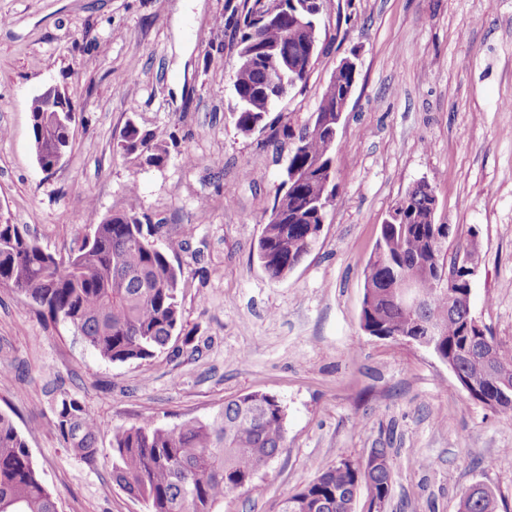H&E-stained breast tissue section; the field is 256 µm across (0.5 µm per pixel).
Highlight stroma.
I'll list each match as a JSON object with an SVG mask.
<instances>
[{"label":"stroma","mask_w":512,"mask_h":512,"mask_svg":"<svg viewBox=\"0 0 512 512\" xmlns=\"http://www.w3.org/2000/svg\"><path fill=\"white\" fill-rule=\"evenodd\" d=\"M357 76L335 155L339 188L312 252L287 278L253 256L289 143L237 132L228 112L235 34L224 0H0V219L63 253L122 210L137 185L165 234L195 231L182 330L155 358L112 363L63 322L0 287V412L25 436L59 512H146L112 479V430L204 419L253 392L284 406L286 444L223 512H278L342 460L392 451L384 512H457L490 488L512 512V420L475 401L430 350L364 332V271L380 226L415 183L439 200L449 252L477 238L471 313L512 344V0H333L304 86L269 113L303 125L337 65ZM79 111L53 173L32 149L29 102L49 84ZM160 135L167 163L116 153L127 120ZM100 424L99 462L55 429L62 400Z\"/></svg>","instance_id":"stroma-1"}]
</instances>
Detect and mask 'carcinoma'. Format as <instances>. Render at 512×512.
I'll use <instances>...</instances> for the list:
<instances>
[{
	"instance_id": "carcinoma-1",
	"label": "carcinoma",
	"mask_w": 512,
	"mask_h": 512,
	"mask_svg": "<svg viewBox=\"0 0 512 512\" xmlns=\"http://www.w3.org/2000/svg\"><path fill=\"white\" fill-rule=\"evenodd\" d=\"M274 13L256 17L254 0H226L225 23L239 34L237 54L253 58L235 65L234 103L230 106L236 130L251 135L266 129V117L278 101L265 84L267 59L282 57V89L305 82L312 58L304 55L309 34L292 30L294 14L289 0H272ZM349 77L333 75L318 109L298 130L288 128L292 141L286 170L300 169L307 180L279 189L268 210L255 247L257 262L272 279L288 276L311 252L318 237L312 228L321 224L326 204L336 190L315 205L328 175H336L335 150L329 149L322 131L329 111L336 106ZM33 149L38 161L49 166L69 131L44 111L34 97ZM124 157L142 158L162 166L168 149L155 134L126 122L116 143ZM429 194L414 186L393 209L405 222L382 224L375 245L376 260L365 284L361 324L386 326L405 336L417 335V320L437 328L436 346L444 355L464 349L469 316L448 303V289L438 288L427 268L444 244L436 243L431 225L424 222ZM82 245L64 256L45 251L19 224L0 221V285L22 293L53 321L68 323L84 345L112 363L142 362L161 352L181 326L179 299L182 271L170 254L175 243L162 250L154 243L159 225L142 211L135 186H130L124 210L87 225ZM405 279L422 295L419 311L411 317L400 306L393 283ZM464 370L481 378L487 397L496 396L492 366L512 369V346L493 336H481L471 354L461 359ZM286 414L278 399L251 393L224 402L211 417L190 419L173 428L144 421L112 429V478L128 495L144 502L147 512H221L224 497L253 487L259 471L285 447ZM54 427L67 440L70 452L81 461L98 462L96 437L99 424L76 399H64ZM393 483L391 466L371 470L359 463L341 461L327 468L299 491L282 501L279 512H355L356 495L366 486L371 506L386 501ZM0 512H58L56 497L37 474L30 448L12 419L0 413ZM459 512H497L489 490L465 489Z\"/></svg>"
}]
</instances>
